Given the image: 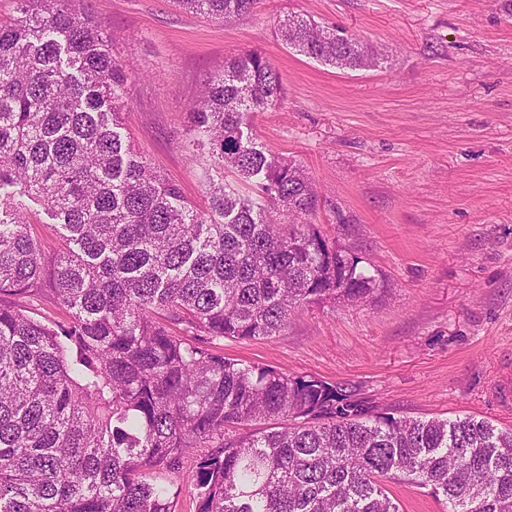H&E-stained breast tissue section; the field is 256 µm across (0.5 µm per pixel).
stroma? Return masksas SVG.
I'll return each mask as SVG.
<instances>
[{"label": "stroma", "mask_w": 512, "mask_h": 512, "mask_svg": "<svg viewBox=\"0 0 512 512\" xmlns=\"http://www.w3.org/2000/svg\"><path fill=\"white\" fill-rule=\"evenodd\" d=\"M129 73L124 134L196 205L247 184L189 145L188 109L225 58L256 50L285 89L253 132L322 193L307 218L380 275L363 307L296 311L280 335L224 355L351 383L398 416L474 415L512 427L493 393L512 367V0H258L224 21L176 0H94ZM296 13L375 47L382 67L298 55Z\"/></svg>", "instance_id": "obj_1"}]
</instances>
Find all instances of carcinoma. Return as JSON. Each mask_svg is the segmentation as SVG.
<instances>
[{
	"mask_svg": "<svg viewBox=\"0 0 512 512\" xmlns=\"http://www.w3.org/2000/svg\"><path fill=\"white\" fill-rule=\"evenodd\" d=\"M75 0L0 18V190L59 220L47 254L0 197V512H401L390 485L451 512H512V428L397 417L350 383L224 357L302 306L386 292L300 219L318 194L249 135L284 98L271 61L224 62L191 127L261 202L228 186L200 209L119 132L128 71ZM224 19L257 0H179ZM285 44L357 70L371 48L290 14ZM66 311L41 319L40 305Z\"/></svg>",
	"mask_w": 512,
	"mask_h": 512,
	"instance_id": "cac0c4a2",
	"label": "carcinoma"
}]
</instances>
